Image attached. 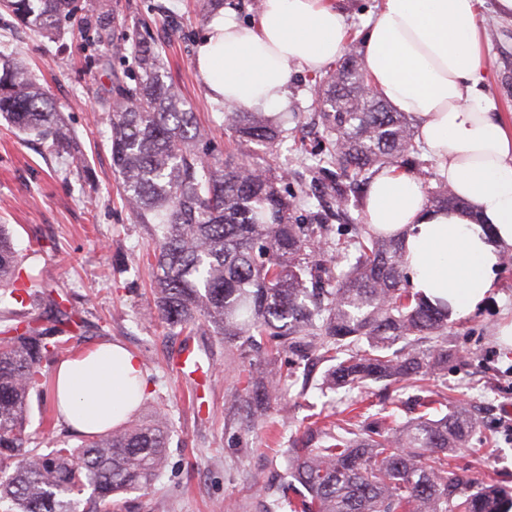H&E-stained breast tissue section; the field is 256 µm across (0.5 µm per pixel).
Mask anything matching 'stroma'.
Segmentation results:
<instances>
[{"label": "stroma", "instance_id": "35a3bbf8", "mask_svg": "<svg viewBox=\"0 0 512 512\" xmlns=\"http://www.w3.org/2000/svg\"><path fill=\"white\" fill-rule=\"evenodd\" d=\"M98 3L115 16L114 42L135 29L150 32L168 76L211 129L215 154L223 155L220 106L199 80L194 61L195 45L206 32L198 0ZM481 16L485 28L499 32L498 43L488 47L483 91L512 118V95L502 87L503 77L512 75V18L497 13L495 0H483ZM15 52L27 57L75 136L74 155L65 159L0 118V224L9 225L19 253L17 285L58 292L72 318L62 327L39 301L25 300L23 307L40 329L62 330L63 358L103 342L135 353L150 382L143 411L162 408L171 424L168 461L159 478L147 490L115 498L114 512H276L294 439L309 422L329 427L341 417L339 400L319 389L327 363L299 359L309 388H278L268 422L248 425L231 393L245 386L249 373H286L289 355L268 354L251 363L219 337L172 336L148 315L154 243L118 196L110 118L97 108L111 84V68L97 65L94 48L72 28L48 37L0 10V54ZM307 78V71L293 73L291 108L304 114L301 137L311 148L325 142L326 133L317 123ZM292 145L288 139L278 147L291 184H313L328 212H335L329 179L314 178L308 158ZM511 321L512 268L502 267L489 301L450 321L448 345L459 358L449 363L447 376L427 381L426 388L443 404L468 402L475 414L471 448L453 454L452 466L462 474L483 469L495 485L512 490V434L505 430L512 422V346L499 336ZM185 344L198 353L201 373L184 376L174 367L172 359ZM489 433L490 445L484 442Z\"/></svg>", "mask_w": 512, "mask_h": 512}]
</instances>
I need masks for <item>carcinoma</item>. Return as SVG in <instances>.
<instances>
[{
    "mask_svg": "<svg viewBox=\"0 0 512 512\" xmlns=\"http://www.w3.org/2000/svg\"><path fill=\"white\" fill-rule=\"evenodd\" d=\"M24 25L53 35L94 4L78 0H0ZM113 17L97 16L86 40L104 54H129L99 100L110 116L112 167L120 195L150 230L156 268L151 313L172 336L204 326L241 358L264 344L297 357L317 353L330 363L320 389L344 391L347 413L368 410L372 383L404 393L448 373V310L410 286L403 241L357 224L349 212L361 178L381 169L424 175L416 121L396 112L369 87L351 41L336 68L314 72L326 151L310 155L315 172H336L332 186L343 223L332 228L307 191H290L274 145L301 113L271 114L222 106L224 134L255 148L220 159L200 147L203 133L187 101L163 80L160 54L137 30L123 47L111 43ZM0 115L15 128L51 141L59 153L73 137L52 98L20 55H0ZM429 207L465 208L445 182L426 195ZM329 258L315 259L318 246ZM18 253L0 224V301L19 300ZM66 323L52 290L34 292ZM63 342L25 313L0 311V508L3 512H103L112 499L151 487L164 467L171 437L166 414L86 436L78 445L37 442L27 432L31 392L44 363ZM281 379L262 374L234 393L246 418L264 422ZM475 420L465 403L398 425L376 412L356 431L308 425L288 449L289 512H512V495L481 474L463 477L448 456L469 447Z\"/></svg>",
    "mask_w": 512,
    "mask_h": 512,
    "instance_id": "cac0c4a2",
    "label": "carcinoma"
}]
</instances>
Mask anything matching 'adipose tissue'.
Masks as SVG:
<instances>
[{
	"label": "adipose tissue",
	"mask_w": 512,
	"mask_h": 512,
	"mask_svg": "<svg viewBox=\"0 0 512 512\" xmlns=\"http://www.w3.org/2000/svg\"><path fill=\"white\" fill-rule=\"evenodd\" d=\"M481 0H381L363 36L372 88L417 121L418 141L464 210L426 203L414 175L391 167L368 190L364 221L403 235L412 288L452 317L484 303L512 248V127L483 95L487 51ZM345 13L330 0H262L256 21L220 10L196 45V68L217 102L287 111L293 71L322 69L347 46ZM149 388L139 358L101 343L66 359L55 374L62 420L81 434L107 430Z\"/></svg>",
	"instance_id": "ef3b65f1"
}]
</instances>
